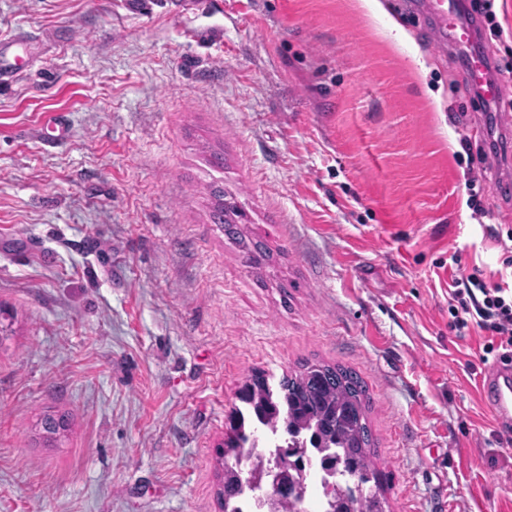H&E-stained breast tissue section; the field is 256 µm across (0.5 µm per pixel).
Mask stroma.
Instances as JSON below:
<instances>
[{
	"instance_id": "35a3bbf8",
	"label": "stroma",
	"mask_w": 512,
	"mask_h": 512,
	"mask_svg": "<svg viewBox=\"0 0 512 512\" xmlns=\"http://www.w3.org/2000/svg\"><path fill=\"white\" fill-rule=\"evenodd\" d=\"M379 3L0 0L24 42L0 85V512H221L238 388L314 360L366 383L390 512H512L486 338L448 332L449 251L490 272L512 247V128L477 165L457 50ZM493 10L479 44L512 69ZM217 189L265 267L212 223Z\"/></svg>"
}]
</instances>
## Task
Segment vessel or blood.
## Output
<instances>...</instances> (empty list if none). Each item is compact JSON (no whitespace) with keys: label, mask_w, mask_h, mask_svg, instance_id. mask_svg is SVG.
Here are the masks:
<instances>
[{"label":"vessel or blood","mask_w":512,"mask_h":512,"mask_svg":"<svg viewBox=\"0 0 512 512\" xmlns=\"http://www.w3.org/2000/svg\"><path fill=\"white\" fill-rule=\"evenodd\" d=\"M417 8L440 44L451 43L463 51L468 80L487 103L495 105L512 96V85L492 75L488 58L476 45L473 25L459 15L457 0H419ZM482 395L496 419L512 418V362L495 364L482 383Z\"/></svg>","instance_id":"b4317fda"}]
</instances>
